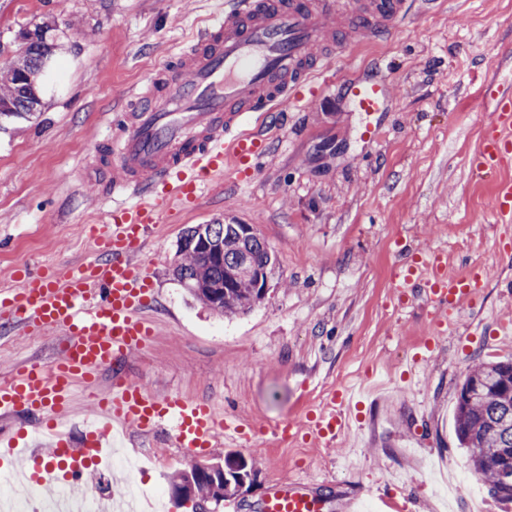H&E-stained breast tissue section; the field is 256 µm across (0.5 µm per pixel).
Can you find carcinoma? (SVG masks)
I'll list each match as a JSON object with an SVG mask.
<instances>
[{
  "mask_svg": "<svg viewBox=\"0 0 512 512\" xmlns=\"http://www.w3.org/2000/svg\"><path fill=\"white\" fill-rule=\"evenodd\" d=\"M41 57V47L33 44L21 48L12 64L0 66V100L13 107L11 112H0V123L31 116L16 69L38 70ZM204 238L224 250V261L205 255L199 248ZM244 248L266 273H271L276 256L259 235L244 238L237 224L191 226L178 241V264L172 268L173 279L212 313H244L262 299L260 293L246 287L232 289L225 299L216 296V290L224 285V269L236 263ZM454 425L459 447L471 452L473 470L481 476L490 494L511 503L512 471L504 468L503 461L512 457V360L483 361L469 370L457 398ZM224 461L229 468L227 479L218 483L202 479L196 483L194 512H216L225 499L236 495L237 474L255 470L254 463L239 453H226Z\"/></svg>",
  "mask_w": 512,
  "mask_h": 512,
  "instance_id": "obj_1",
  "label": "carcinoma"
}]
</instances>
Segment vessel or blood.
<instances>
[{"mask_svg":"<svg viewBox=\"0 0 512 512\" xmlns=\"http://www.w3.org/2000/svg\"><path fill=\"white\" fill-rule=\"evenodd\" d=\"M405 0H231L224 15L209 24L175 65L157 69L132 94L113 126L112 162L95 161L87 179L104 183L112 209L103 224L86 226L94 256L72 267L63 279L18 271L19 288L0 290V330L17 335L56 332L61 355L49 363L30 362L0 381V417L27 419L49 443L48 453L31 448L33 435H0V447L25 464L29 482L39 484L46 469L64 472L70 493L97 472L110 435L128 431L149 436L170 427L185 457L215 447L220 430L232 423L205 401L185 396H153L129 378L126 364L156 335L147 311L154 288L140 254L163 224L158 187L186 203L202 186L223 177L224 161L245 167L266 153L262 132L246 129L253 113L272 114L316 107V98L297 90L325 72L358 35L392 32ZM385 75L344 82L343 90L360 112L383 111ZM512 160V94L493 101L490 119L473 160L494 172ZM495 211L512 220V181L496 189ZM397 277L402 289L424 293L436 313L473 303L487 283L483 268L447 274L442 253L405 260ZM112 372V391L96 400V421L80 443L64 431L74 413L78 384H93L101 370ZM351 392L338 394L310 420L312 434L335 441L347 426L344 406ZM324 500L302 481L276 484L260 512H321Z\"/></svg>","mask_w":512,"mask_h":512,"instance_id":"1","label":"vessel or blood"}]
</instances>
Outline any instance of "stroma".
Masks as SVG:
<instances>
[{
    "instance_id": "1",
    "label": "stroma",
    "mask_w": 512,
    "mask_h": 512,
    "mask_svg": "<svg viewBox=\"0 0 512 512\" xmlns=\"http://www.w3.org/2000/svg\"><path fill=\"white\" fill-rule=\"evenodd\" d=\"M225 0H0V48L17 56L18 31L53 25L55 50L43 73L42 107L0 130V289L15 269L60 276L93 254L84 225L106 219L102 185L80 171L112 143V115L127 93L175 63ZM384 71L386 111H356L344 80ZM512 88V0H414L391 35L360 37L325 75L317 107L266 125L269 151L252 175L228 171L201 198L174 208L141 260L158 328L131 356L130 377L150 393L215 402L244 428L200 455L256 457L238 512H259L283 480L308 481L325 512H378L396 487L404 512H468L463 496L443 501L442 474H471L457 446L454 408L469 370L512 359V222L494 210V173L472 168L492 93ZM254 225L277 261L263 301L222 317L191 301L171 276L190 226ZM440 250L451 274L485 265L488 286L474 303L438 317L422 294L397 301L401 258ZM60 354L53 334L0 336V379L32 359ZM378 385L334 443L273 433L305 422L332 393ZM124 452L142 458L147 488L177 504L171 475L189 466L167 434L135 435Z\"/></svg>"
}]
</instances>
